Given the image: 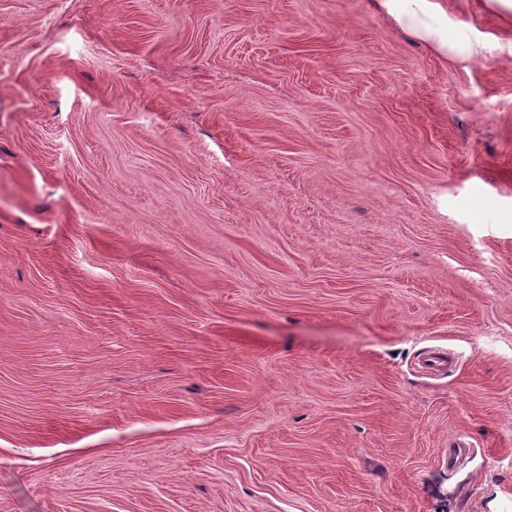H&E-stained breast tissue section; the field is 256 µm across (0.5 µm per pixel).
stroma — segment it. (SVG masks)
<instances>
[{
	"instance_id": "1",
	"label": "stroma",
	"mask_w": 512,
	"mask_h": 512,
	"mask_svg": "<svg viewBox=\"0 0 512 512\" xmlns=\"http://www.w3.org/2000/svg\"><path fill=\"white\" fill-rule=\"evenodd\" d=\"M437 2L0 0V512H512V10ZM397 13L398 20L417 38L430 43L437 51L448 53V39L442 34V20L429 0H380ZM399 2H408L400 5Z\"/></svg>"
}]
</instances>
